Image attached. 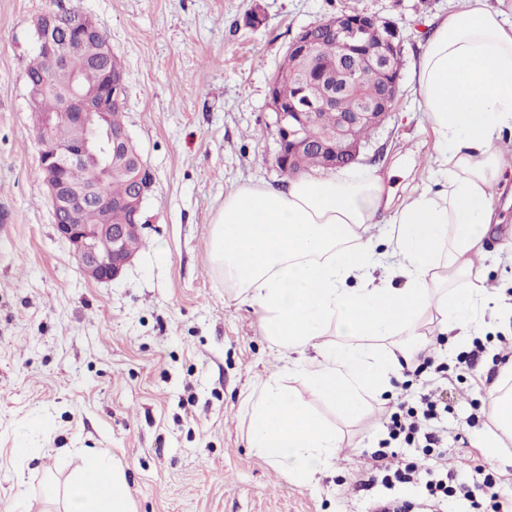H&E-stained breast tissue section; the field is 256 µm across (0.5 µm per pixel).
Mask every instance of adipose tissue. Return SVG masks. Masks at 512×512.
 <instances>
[{
	"label": "adipose tissue",
	"mask_w": 512,
	"mask_h": 512,
	"mask_svg": "<svg viewBox=\"0 0 512 512\" xmlns=\"http://www.w3.org/2000/svg\"><path fill=\"white\" fill-rule=\"evenodd\" d=\"M412 83L434 141L435 187L399 201L377 170L306 173L283 189L243 186L228 194L211 230L212 271L256 307L267 340L295 355L296 373L343 414L364 413L400 362L426 351L420 329L465 335L484 312L512 321L506 304L473 275L498 218L494 191L507 166L497 141L512 131V25L499 8L457 0L436 20L414 62ZM465 287H458V280ZM350 337L324 343L330 330ZM404 337L400 353L379 340ZM248 444L298 484L333 466L341 446L277 377L247 405ZM493 430L478 439L497 457L512 434V394L493 392ZM105 451L89 453L67 485L68 512H129L121 476Z\"/></svg>",
	"instance_id": "1"
}]
</instances>
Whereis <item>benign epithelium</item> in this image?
Masks as SVG:
<instances>
[{
  "instance_id": "7a95c632",
  "label": "benign epithelium",
  "mask_w": 512,
  "mask_h": 512,
  "mask_svg": "<svg viewBox=\"0 0 512 512\" xmlns=\"http://www.w3.org/2000/svg\"><path fill=\"white\" fill-rule=\"evenodd\" d=\"M35 28L41 79L27 86L42 146L40 169L53 207L54 227L71 246L85 277L114 280L133 261L135 252L129 243L141 235L144 224H114L112 212L140 214L145 184L152 178L124 122L126 87L122 69L105 34L78 8L44 14ZM321 35L336 40L340 48L336 64L344 67L342 85L325 90L310 105L284 101L276 95L275 84L269 87L278 142L276 164L288 177L299 174L294 158L305 149L315 150L327 167L344 168L355 163L361 142L350 138L351 129L363 123L379 127L398 101L401 67L394 66V61L401 60V38L396 29L366 12L344 10L303 28L288 45L298 63L293 75L301 89H306L324 69L317 53ZM73 55L92 56L104 65V89L86 86L75 74L67 85L56 89L63 99V109L54 113L38 111L41 96L51 90V74ZM366 65L388 71V78L373 98L363 96L356 77ZM322 112L336 113V135L316 141L305 138L308 126ZM61 122L69 124L74 132L66 143L51 138L52 130ZM75 167L88 172V179L80 185L66 178V172ZM117 173L129 176L134 184L130 194L122 198L101 189L102 183Z\"/></svg>"
}]
</instances>
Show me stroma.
Wrapping results in <instances>:
<instances>
[{
    "label": "stroma",
    "mask_w": 512,
    "mask_h": 512,
    "mask_svg": "<svg viewBox=\"0 0 512 512\" xmlns=\"http://www.w3.org/2000/svg\"><path fill=\"white\" fill-rule=\"evenodd\" d=\"M456 0H0V512H65L64 485L82 449L108 451L133 512H366L359 481L387 439L385 421L438 387L448 404V467L484 466L498 495L458 512H512V440L498 458L477 441L492 429L489 392L512 361V330L431 332L432 364L410 361L391 393L347 418L286 367L256 308L213 275L212 223L227 193L283 187L274 164L269 85L302 28L358 9L395 26L402 80L394 112L365 142L358 169L387 174L404 196L420 184L431 134L411 89V67L432 21ZM80 8L106 35L126 86V125L154 182L143 202L145 247L110 282L85 278L59 239L39 166L26 72L35 24ZM258 14L259 27L246 18ZM498 224L479 271L512 302V179L496 200ZM486 349L473 369L459 353ZM448 366L446 376L434 365ZM280 374L343 446L311 485L285 480L248 446L245 400ZM39 448L21 460L18 441Z\"/></svg>",
    "instance_id": "1"
}]
</instances>
